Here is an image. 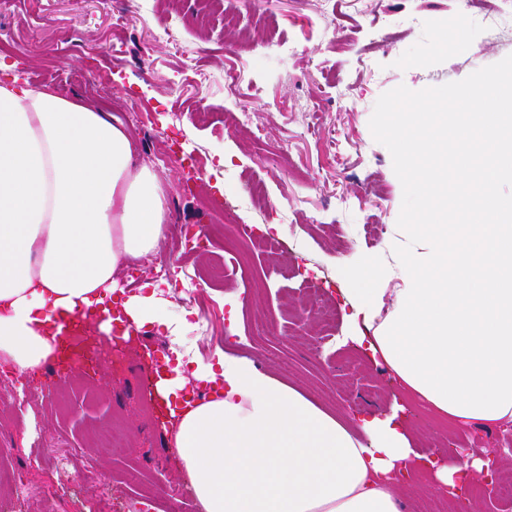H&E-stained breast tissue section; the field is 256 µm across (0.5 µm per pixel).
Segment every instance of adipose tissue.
<instances>
[{"instance_id": "1", "label": "adipose tissue", "mask_w": 512, "mask_h": 512, "mask_svg": "<svg viewBox=\"0 0 512 512\" xmlns=\"http://www.w3.org/2000/svg\"><path fill=\"white\" fill-rule=\"evenodd\" d=\"M167 198L120 120L25 84H0V363L25 374L52 358L55 315L112 331L114 275L155 253ZM396 269L338 262L351 343L382 359L406 392L464 423L512 422V200L467 224H406ZM403 285L387 287L390 277ZM130 330L156 326L176 364L158 383L171 444L201 512H405L396 492L421 455L397 415L357 427L247 357L200 362L193 325L168 292L125 295ZM430 462L428 492L494 465Z\"/></svg>"}]
</instances>
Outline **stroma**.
I'll list each match as a JSON object with an SVG mask.
<instances>
[{
    "mask_svg": "<svg viewBox=\"0 0 512 512\" xmlns=\"http://www.w3.org/2000/svg\"><path fill=\"white\" fill-rule=\"evenodd\" d=\"M172 31L166 41L164 31ZM291 45L281 53L270 35ZM239 45L238 53L228 45ZM512 54V14L498 0H10L0 10V56L9 79L47 87L118 116L168 201V232L154 255L127 263L126 292L176 271L175 311L191 313L193 353L248 357L340 417L388 412L399 396L385 367L346 338L339 258L357 253L395 265L402 185L369 121L379 96L460 81ZM239 78L224 86L225 72ZM251 122L238 125L237 112ZM261 188L256 206L246 189ZM279 225L288 263L243 248L233 232ZM382 225L378 238L366 233ZM238 312H231V305ZM171 341L148 326L111 358L69 370L49 384L0 368V471H20L39 490L25 512H91L74 473L111 483L132 512H199L160 416L142 407L150 374L144 348ZM414 445L434 460L451 448L496 452L512 476L500 426L441 431L407 406ZM121 445L99 454L91 431ZM70 453L69 470L48 465Z\"/></svg>",
    "mask_w": 512,
    "mask_h": 512,
    "instance_id": "obj_1",
    "label": "stroma"
}]
</instances>
